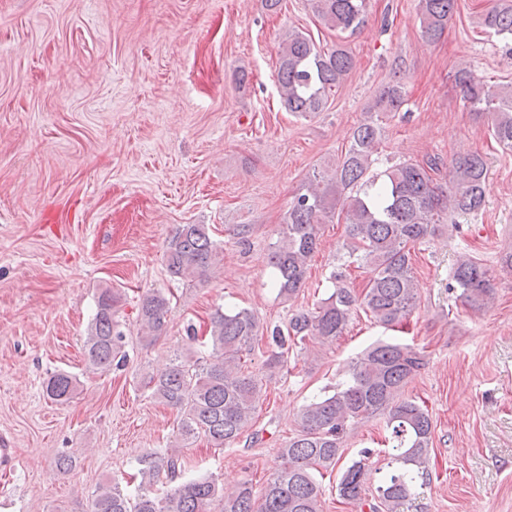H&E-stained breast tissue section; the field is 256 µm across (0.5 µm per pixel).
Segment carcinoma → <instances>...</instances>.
I'll use <instances>...</instances> for the list:
<instances>
[{
    "instance_id": "carcinoma-1",
    "label": "carcinoma",
    "mask_w": 512,
    "mask_h": 512,
    "mask_svg": "<svg viewBox=\"0 0 512 512\" xmlns=\"http://www.w3.org/2000/svg\"><path fill=\"white\" fill-rule=\"evenodd\" d=\"M314 15L326 27L353 35L366 17V0H310ZM422 37L433 42L448 30L457 0H419ZM483 30L512 38V0H497L478 18ZM354 68V58L342 43L327 51L298 31H290L279 54L277 81L284 107L300 115L321 112L329 96ZM456 83L462 99L475 112L492 114L496 140L512 148V87L490 86L462 67ZM404 86H383L366 117L352 130L348 148L335 163L313 171L291 201L278 239L270 246L268 264L274 269L277 295L290 301L305 286L309 262L320 245V226L343 217L346 239L344 264L367 274L362 290L345 286L333 274L335 288L311 310L291 316L286 328L268 336L266 373L287 367L294 347L330 344L343 335L354 311L361 309L380 327L401 329L418 301V280L412 250L435 235L448 208L476 215L485 208L487 159L478 153L455 160L448 184L436 181V160L403 162L372 172L382 138L380 115L397 112L404 103ZM220 248L206 224H181L165 254L171 277L192 281L205 276L219 261ZM450 288L472 309L491 299L492 269L479 260L457 261ZM123 295L103 288L85 337L86 363L93 370L125 366V336L117 314ZM170 301L160 289L143 295L138 304L141 340L151 344L167 328ZM259 324L247 308L216 310L210 318L205 344L219 353L216 360L190 362L177 355L159 373L144 376L141 387L178 413L176 444L163 452L150 451L137 459L140 481L131 495L117 483H102L92 497L89 512H322L325 489L316 479L332 470L344 454L348 430L364 419L384 420L391 448L385 450L386 468L367 464L371 450L360 452L340 475L337 494L359 512H407L412 507L416 479L429 476V448L434 425L426 406L404 396L405 388L425 365L414 346L378 340L363 349L348 367L346 378L333 393L303 404L297 413L296 433L279 449L280 468L258 491L245 481L231 491L213 477L176 485L162 493L156 486L174 478L181 468L178 444L203 436L214 448L236 443L252 425L265 394L262 378L242 372L243 355L254 348ZM77 389L76 377L52 373L43 383L45 395L58 404L69 402ZM378 474L375 494L368 484Z\"/></svg>"
}]
</instances>
